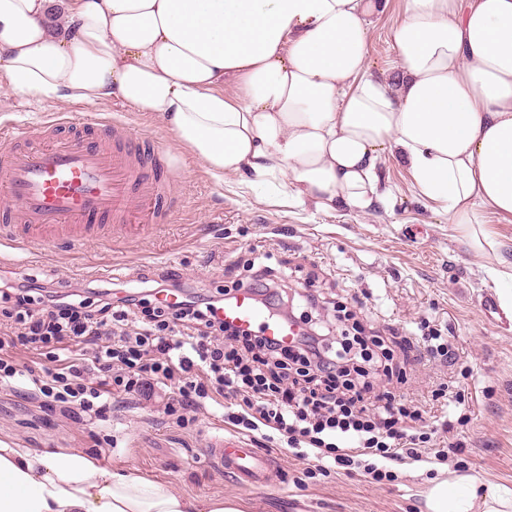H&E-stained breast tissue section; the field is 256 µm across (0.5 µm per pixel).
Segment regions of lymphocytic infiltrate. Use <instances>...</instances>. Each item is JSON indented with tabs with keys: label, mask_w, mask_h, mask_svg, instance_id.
Listing matches in <instances>:
<instances>
[{
	"label": "lymphocytic infiltrate",
	"mask_w": 512,
	"mask_h": 512,
	"mask_svg": "<svg viewBox=\"0 0 512 512\" xmlns=\"http://www.w3.org/2000/svg\"><path fill=\"white\" fill-rule=\"evenodd\" d=\"M243 289L274 310L288 300L261 265L249 266L224 296ZM147 297L140 290L116 300L104 289L91 301L78 285L1 284L12 308L0 317V391L52 413L77 409L93 422L109 420L117 390L146 402L168 391L163 413L180 424L230 400L227 418L240 434L260 441L273 429L322 470L371 457L368 472L379 484L394 480L391 463L428 461L429 449L408 426L420 410L375 387L398 370L374 328L356 322L352 334L335 338L306 315L288 345L225 324L213 298L153 307ZM20 348L50 354L52 367L20 364Z\"/></svg>",
	"instance_id": "lymphocytic-infiltrate-1"
}]
</instances>
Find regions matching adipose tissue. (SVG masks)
I'll return each mask as SVG.
<instances>
[{
    "label": "adipose tissue",
    "instance_id": "adipose-tissue-1",
    "mask_svg": "<svg viewBox=\"0 0 512 512\" xmlns=\"http://www.w3.org/2000/svg\"><path fill=\"white\" fill-rule=\"evenodd\" d=\"M383 0H0V71L35 103L121 99L216 179L282 204L386 203L383 155L473 244L512 222V0H406L401 74L373 77ZM427 512H512V489L438 480ZM0 512H243L137 468L0 441Z\"/></svg>",
    "mask_w": 512,
    "mask_h": 512
}]
</instances>
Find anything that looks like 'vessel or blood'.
Segmentation results:
<instances>
[{
	"label": "vessel or blood",
	"mask_w": 512,
	"mask_h": 512,
	"mask_svg": "<svg viewBox=\"0 0 512 512\" xmlns=\"http://www.w3.org/2000/svg\"><path fill=\"white\" fill-rule=\"evenodd\" d=\"M167 167L153 139L129 137L125 124L95 112L54 114L39 135L7 125L0 128V210L10 215L14 241L28 246L45 247L61 236L108 242L113 225L171 221L172 210L158 206ZM220 316L286 340L297 332L272 319L245 290L225 303ZM211 453L245 484L263 481L278 464L275 452L233 442H217Z\"/></svg>",
	"instance_id": "obj_1"
}]
</instances>
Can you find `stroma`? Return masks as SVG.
I'll use <instances>...</instances> for the list:
<instances>
[{
    "label": "stroma",
    "mask_w": 512,
    "mask_h": 512,
    "mask_svg": "<svg viewBox=\"0 0 512 512\" xmlns=\"http://www.w3.org/2000/svg\"><path fill=\"white\" fill-rule=\"evenodd\" d=\"M405 0H386L369 33V67L379 77L396 75L392 30ZM98 111L146 134L178 160L169 171L176 215L140 234L120 232L112 242L65 241L40 248L0 244V280L28 277L60 285L97 288L118 283L139 287L143 276L172 272L192 291L217 295L227 278L225 261L261 257L272 269L299 267L316 289L335 291L358 317L398 330L415 342L417 362L406 367L398 391L426 412L414 431L443 449V460L395 467V481L370 483L362 470L309 471L292 456L283 438L269 448L279 472L263 484L244 485L207 452L213 439L236 432L217 413L197 414L189 425L158 414L155 406L126 408L114 421L89 424L80 417L43 411L37 402L0 392V440L25 448H73L119 466L130 464L166 487L200 497L242 503L245 512H426L424 491L431 481L471 475L486 485L512 488V318H489V306L512 289V279L492 270L512 262V223L486 213L490 247L477 250L466 232L433 201L421 197L404 166L384 156L378 168L390 189L387 205L373 210L321 212L312 206L264 203L240 190L236 178L217 180L192 151L179 143L156 116L121 101ZM67 102L34 104L13 96L0 74V125L38 127L58 112H80ZM447 336L448 363L423 360L421 322ZM453 419L452 431L437 420ZM118 445L104 447L110 439Z\"/></svg>",
    "instance_id": "35a3bbf8"
}]
</instances>
